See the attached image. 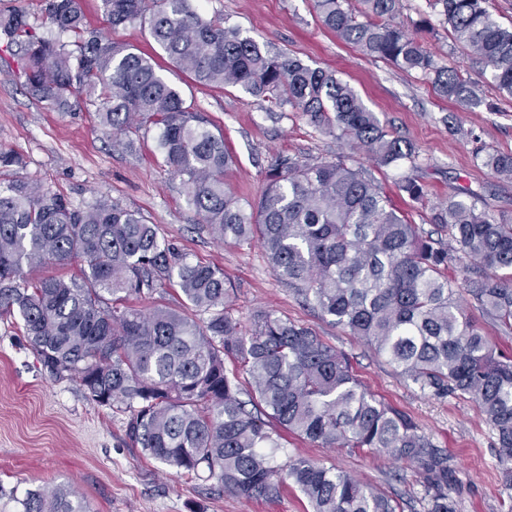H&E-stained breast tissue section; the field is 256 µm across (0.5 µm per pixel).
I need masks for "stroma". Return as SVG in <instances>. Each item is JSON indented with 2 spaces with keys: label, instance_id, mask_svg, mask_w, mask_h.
<instances>
[{
  "label": "stroma",
  "instance_id": "1",
  "mask_svg": "<svg viewBox=\"0 0 512 512\" xmlns=\"http://www.w3.org/2000/svg\"><path fill=\"white\" fill-rule=\"evenodd\" d=\"M209 17L239 28L242 35L304 63L336 71L375 112L393 136L413 144L415 164L379 167L346 142L324 133L291 108L266 110L241 89H217L173 71L147 31L113 27L101 0H84L92 27L112 40L152 55L187 100L223 132L235 164L226 188L257 204L270 166L283 155L306 158L354 155L375 182L424 231L433 205L466 190L489 214L512 216V180L481 165L475 148L512 153V95L497 90L489 68L452 48L445 26L425 0H403L398 24L414 29L428 18L423 34L439 63L458 68L481 90L482 102L469 111L436 94L428 76L403 71L363 55L325 28L313 0H195ZM0 148L21 154L18 173L81 205L98 196L141 213L161 238L190 261L224 270L234 295L230 313L250 328L261 310L313 329L345 353L359 379L385 402L415 419L432 443L448 452L450 491L458 512H512V491L501 484L496 435L469 399L439 402L421 394L382 356L346 329L329 324L271 272L257 241L221 243L187 202L178 177L164 166L153 139L133 149L114 145L92 107L69 112L46 108L26 93L9 53L0 51ZM425 185L423 202L398 189L406 178ZM125 412L92 403L75 379L51 377L36 361L20 317L0 319V512H20L19 497L40 486L72 485L88 512H310L292 485L276 498L244 500L208 482L176 473L147 458L125 435ZM271 464L307 457L354 476L397 499L402 512H423L422 487L412 470L365 450L320 448L280 432Z\"/></svg>",
  "mask_w": 512,
  "mask_h": 512
}]
</instances>
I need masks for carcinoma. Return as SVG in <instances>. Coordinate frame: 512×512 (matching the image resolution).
Wrapping results in <instances>:
<instances>
[{
    "label": "carcinoma",
    "mask_w": 512,
    "mask_h": 512,
    "mask_svg": "<svg viewBox=\"0 0 512 512\" xmlns=\"http://www.w3.org/2000/svg\"><path fill=\"white\" fill-rule=\"evenodd\" d=\"M112 26L149 30L169 61L200 85L239 87L364 152L379 166L415 163L414 147L391 137L347 83L273 54L202 15L192 0H101ZM453 46L483 61L512 94V27L485 0H429ZM322 24L370 57L431 77L437 94L467 109L476 86L439 64L392 23L401 0H314ZM58 37L46 39L21 8L0 9V46L17 62L26 92L57 111L82 100L103 129L153 135L165 165L206 227L224 242L256 240L275 277L370 345L435 400L469 397L497 436L502 486L512 491V356L498 350L461 304L466 292L504 332L512 331V218H495L468 193L431 209L448 245L410 223L350 157L316 162L283 156L257 206L224 189L233 156L224 134L187 102L153 58L88 24L83 0H45ZM75 36L74 42L67 37ZM475 159L512 179V154ZM399 190L414 202L423 184ZM79 259L81 278L26 280L25 269ZM460 267L463 284L448 276ZM176 282L182 309L144 311L117 302ZM109 294L108 300L104 294ZM233 288L216 266L192 263L158 226L106 197L76 206L41 184L0 181V316L19 315L42 368L79 382L87 397L128 413L126 436L180 474L207 473L250 500L293 484L311 512H397V500L306 458L278 472L265 452L279 424L321 448H358L409 466L422 479L425 512H457L448 495V454L410 414L362 385L348 357L311 329L269 311L250 330L227 312ZM240 363L229 372L225 360ZM248 400L241 399L239 374ZM21 512H87L76 492L29 489Z\"/></svg>",
    "instance_id": "carcinoma-1"
}]
</instances>
